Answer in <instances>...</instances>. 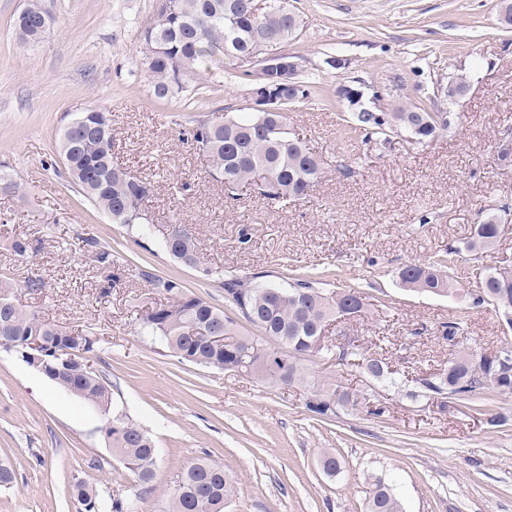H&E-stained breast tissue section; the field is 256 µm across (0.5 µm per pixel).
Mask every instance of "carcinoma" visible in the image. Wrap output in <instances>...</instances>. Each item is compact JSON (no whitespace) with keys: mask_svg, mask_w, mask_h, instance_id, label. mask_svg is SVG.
<instances>
[{"mask_svg":"<svg viewBox=\"0 0 512 512\" xmlns=\"http://www.w3.org/2000/svg\"><path fill=\"white\" fill-rule=\"evenodd\" d=\"M28 15L16 25L24 41L40 39L38 18L43 10L37 0L27 3ZM252 0H172V11L164 17L159 11L143 27L141 40L156 42L166 48L163 57L144 65L152 92L158 99L177 97L191 85L199 84L206 64L225 61V25L227 14L242 17L234 50L243 51L257 42H287L294 37L290 26L279 14L251 13ZM431 105L424 101L401 102L390 111L353 112L348 128L352 137L364 143L389 142L390 134L404 131L415 143H426L448 129L449 120L430 115ZM87 123L66 127L61 135L59 156L67 158L70 183L92 204L112 218V223L136 228L148 222L138 213L148 214L152 196L151 182L130 173L112 160V131L109 113L98 107L87 111ZM288 126V115L269 114L264 123L249 112L224 118L217 126L201 122L190 131L196 149L202 152L212 177L224 186L239 188L249 182L260 167H265L277 184L270 200L281 203L302 199L324 174L322 160L300 138L283 131L272 136V127ZM500 224L494 215L474 225L467 249L477 256L498 238ZM82 248L91 250L97 263L114 270L112 281L120 279L115 255L99 245L96 238L81 237ZM161 247L176 261L190 268L200 264L197 240L192 229L183 224L169 225V233L159 238ZM455 251L427 262H410L396 272L402 287L419 293L442 297L459 296L455 288ZM148 286L160 290L167 302L146 308L139 320L142 336L160 340L169 353L182 364L232 371L256 368L255 379L272 386L303 387L309 383L306 352L319 335L324 321L346 315L361 316L367 296L355 287L317 288L308 275L292 276L287 284L265 280V275H224L221 284L224 299L237 314L256 329L247 336L236 319L205 299L187 291L180 280L149 272L143 273ZM12 280L0 276V348L4 341L17 347L26 345L37 334L46 343L48 356L55 359L50 381L71 395L93 405L112 420L107 436L112 451L133 475L143 492L152 489L157 467V448L138 424L112 411V384L89 364L97 339L90 336L64 337V328L41 319L38 312L10 304ZM480 300L512 315V275L505 268L484 270ZM218 325L224 329L226 342L211 345L201 339V331ZM460 327H444L442 338L459 347L448 359V368L429 372L433 384L416 387L419 375L392 369L383 354L376 356L351 348L346 364L374 381L404 387L414 398L431 399L445 388L456 391L461 399L495 393L512 396V355L477 361L470 347L456 341ZM307 409L323 420H332L341 411H377L368 406L360 393L337 388H319L307 399ZM324 473L333 476L341 468L336 453L327 448L320 457ZM236 490L235 480L224 464L199 458L186 467L176 485L166 494L162 512H224L225 502ZM72 498L82 512H142V495L125 501H109L80 479L72 484ZM367 512H403L400 499L391 486L378 479L369 493Z\"/></svg>","mask_w":512,"mask_h":512,"instance_id":"cac0c4a2","label":"carcinoma"}]
</instances>
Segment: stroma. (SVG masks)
I'll list each match as a JSON object with an SVG mask.
<instances>
[{"mask_svg": "<svg viewBox=\"0 0 512 512\" xmlns=\"http://www.w3.org/2000/svg\"><path fill=\"white\" fill-rule=\"evenodd\" d=\"M27 0H0V165L20 190L0 192V275L14 303L81 333L98 346L94 367L112 383V408L147 429L159 449L142 512H160L184 467L200 457L224 463L238 493L224 512H365L375 478L391 484L405 512H512V397L485 395L448 405L374 385L377 415L342 412L318 420L297 388H271L228 371L177 362L139 336L146 305L160 302L143 272L173 275L221 308L217 272H283L285 265L333 288L357 287L364 315L333 325L370 353L388 337L393 364L446 363L442 325L465 316L470 346L493 352L512 327L492 306H473L478 268L512 265V166L498 151L512 141V25L501 0H291L302 27L286 46L311 84L288 112V129L321 157L324 177L285 205L257 185L229 197L185 133L198 121L235 113L253 77L224 65L170 100L154 97L143 65L141 30L156 0H39L49 31L22 43L14 20ZM344 59L333 69L327 57ZM463 74L466 96L441 101L447 131L423 145L406 133L390 144L351 146L340 85L373 86L381 107L432 97ZM110 112L112 157L153 184L156 227L185 224L201 265L174 262L158 245L136 244L68 182L58 164L62 129L90 107ZM498 215L500 235L480 259L466 252L474 224ZM20 234L40 242L28 260L10 247ZM114 251L124 273L110 284L78 237ZM455 247L457 299L399 287L394 271ZM41 276L44 288H26ZM100 413L57 388L15 355L0 352V463L15 481L0 487V512H76L68 486L90 482L125 500L138 486L113 455ZM335 449L341 470L318 461Z\"/></svg>", "mask_w": 512, "mask_h": 512, "instance_id": "35a3bbf8", "label": "stroma"}]
</instances>
